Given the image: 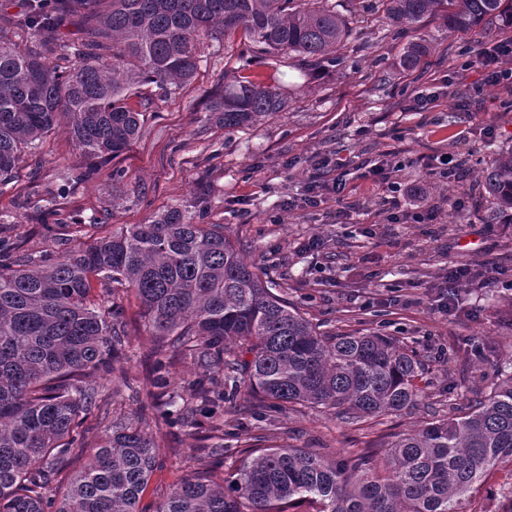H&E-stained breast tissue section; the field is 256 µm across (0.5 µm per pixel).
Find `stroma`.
<instances>
[{
    "mask_svg": "<svg viewBox=\"0 0 512 512\" xmlns=\"http://www.w3.org/2000/svg\"><path fill=\"white\" fill-rule=\"evenodd\" d=\"M386 29V19L371 14L357 35L364 51L351 53L341 69L300 71L270 57L252 59L251 73L278 86L290 107L244 131L208 118L210 103L236 74L243 40L209 42L193 82L169 94L147 86L152 115L128 149L99 162L95 179L71 182L73 169L88 160L60 125L21 156L0 191V224L33 250H61L72 224L112 231L172 208L205 209L207 223L226 225L246 245L247 263L312 322L336 333L390 336L416 351L424 365L418 405L353 423L332 410L297 406L270 422L249 420L250 433L271 446L353 457L374 440L458 414L466 400L512 376V223L492 212L476 184L496 153L512 147V111L499 106L502 88L468 64L512 30L492 24L478 35L449 36L441 18H427L423 31L436 43L415 76L401 72L403 41ZM445 154L462 160L461 180L428 173L427 159ZM326 157L346 160L348 198L361 204L341 220L334 196L303 204ZM386 161L412 191L398 224L385 221L386 189L364 178ZM462 195L469 201L460 211ZM430 207L435 220L416 223L414 214ZM48 224L56 238L46 237ZM457 264L469 265L473 280L447 281ZM443 290L454 298L453 315L437 309ZM89 381L113 395L125 415L139 412L131 391L142 385L140 366L130 365L124 381L103 373ZM154 437L163 465L141 498L145 512L207 465L205 454H188L194 436L165 427ZM472 502L479 512H505L512 468L492 472Z\"/></svg>",
    "mask_w": 512,
    "mask_h": 512,
    "instance_id": "stroma-1",
    "label": "stroma"
}]
</instances>
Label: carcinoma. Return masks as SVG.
<instances>
[{
	"instance_id": "1",
	"label": "carcinoma",
	"mask_w": 512,
	"mask_h": 512,
	"mask_svg": "<svg viewBox=\"0 0 512 512\" xmlns=\"http://www.w3.org/2000/svg\"><path fill=\"white\" fill-rule=\"evenodd\" d=\"M378 2L395 27L414 32L399 56L405 72L431 53L420 34L430 17H442L449 34L512 27L502 0ZM71 18L80 30L70 42ZM239 27L252 57L293 52L304 66L332 68L346 62L353 32L334 0H44L1 14L0 186L61 123L88 158L119 156L150 108L142 87L179 89L197 73L204 44ZM29 31L36 40L20 46L15 38ZM70 54L68 68L49 63ZM287 107L279 91L242 75L212 102L210 118L234 131ZM479 186L512 209V149L498 153ZM202 219L173 208L61 254L27 253L0 236V512H141L158 466L153 426L195 431L212 458L154 512H286L302 501L314 512H466L486 473L512 463V377L461 416L395 436L381 455L336 461L258 437L245 449L224 447V403L243 385L250 411L325 406L356 421L414 406L421 362L388 336L320 331L246 263L224 225ZM131 290L153 330L143 387L152 414L112 417L85 378L124 374L123 294ZM183 357L196 373L180 388ZM92 409L107 421L106 436L72 473L77 449L87 447L80 416ZM242 452L224 474V459Z\"/></svg>"
}]
</instances>
